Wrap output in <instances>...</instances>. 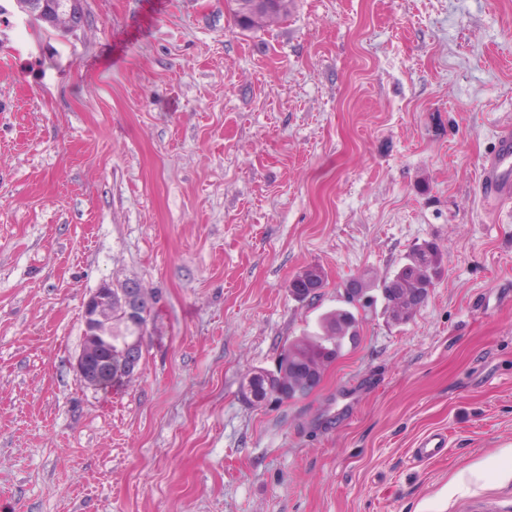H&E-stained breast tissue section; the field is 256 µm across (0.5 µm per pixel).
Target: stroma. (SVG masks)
I'll return each mask as SVG.
<instances>
[{"label": "stroma", "instance_id": "35a3bbf8", "mask_svg": "<svg viewBox=\"0 0 512 512\" xmlns=\"http://www.w3.org/2000/svg\"><path fill=\"white\" fill-rule=\"evenodd\" d=\"M82 7L65 33L0 0V512H512V209L480 182L512 0H294L259 31L224 0ZM426 240L412 321L374 310L308 396L242 400ZM126 281L143 357L83 386V305ZM324 273L317 266L306 267L297 272L290 280L288 288L299 302L313 300L321 288H324ZM447 445L446 437L442 433L428 434L415 448V456L426 461L436 459L445 454Z\"/></svg>", "mask_w": 512, "mask_h": 512}]
</instances>
